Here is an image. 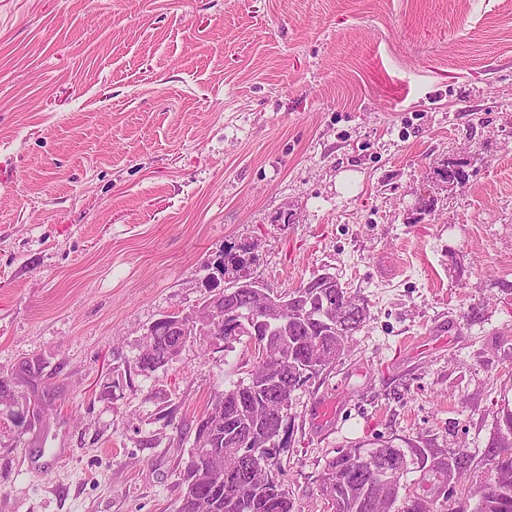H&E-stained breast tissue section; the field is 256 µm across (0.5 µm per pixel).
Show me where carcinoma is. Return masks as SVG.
<instances>
[{"label":"carcinoma","instance_id":"1","mask_svg":"<svg viewBox=\"0 0 512 512\" xmlns=\"http://www.w3.org/2000/svg\"><path fill=\"white\" fill-rule=\"evenodd\" d=\"M219 259L227 281L219 305L245 315L262 313L260 298L247 292L233 294L239 278L252 276L257 257L251 247L226 244ZM286 297L296 310L288 325L269 328L245 321L239 332L232 326L222 330L225 340L247 337L254 350L265 351L266 360L255 365L247 379L211 397L205 411L214 423L211 443L205 446L200 438H193L180 473L177 512H299L286 485L266 474L283 447L284 413L291 406L293 393L323 373L309 366L311 352L331 354L335 361L343 359L370 312L365 299L348 291L328 272L314 276ZM198 334L194 327L180 332L175 314L155 323L153 346L139 358V370L152 373L164 367L177 353L181 336ZM496 416L497 436L487 449V472L477 483L478 500L472 509L464 496L456 497L451 491L437 507L416 491L401 493L402 479L412 468L450 488L464 487L473 478L469 461L457 460L454 453L438 456L415 444L398 448L387 442L366 451L360 447L337 450L323 470L322 495L331 502L333 512H512V409L505 405ZM208 447L237 459L240 468L218 474L203 470ZM376 452L398 460L402 467L382 488L377 472L356 457Z\"/></svg>","mask_w":512,"mask_h":512}]
</instances>
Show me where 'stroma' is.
<instances>
[{"label": "stroma", "instance_id": "obj_1", "mask_svg": "<svg viewBox=\"0 0 512 512\" xmlns=\"http://www.w3.org/2000/svg\"><path fill=\"white\" fill-rule=\"evenodd\" d=\"M456 158L465 182L436 180ZM234 242L274 292L328 272L369 305L293 395L299 512L340 448L482 475L512 400V0H0V512H176L194 427L254 351L138 359Z\"/></svg>", "mask_w": 512, "mask_h": 512}]
</instances>
